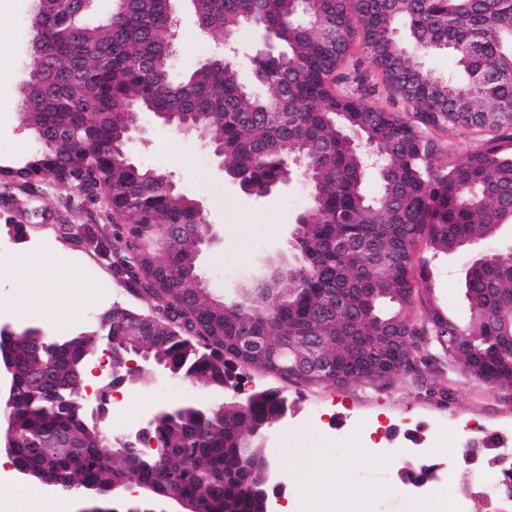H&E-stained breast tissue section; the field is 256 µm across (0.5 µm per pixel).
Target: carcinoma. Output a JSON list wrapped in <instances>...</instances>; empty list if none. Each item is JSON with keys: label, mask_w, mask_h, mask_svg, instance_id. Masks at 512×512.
Wrapping results in <instances>:
<instances>
[{"label": "carcinoma", "mask_w": 512, "mask_h": 512, "mask_svg": "<svg viewBox=\"0 0 512 512\" xmlns=\"http://www.w3.org/2000/svg\"><path fill=\"white\" fill-rule=\"evenodd\" d=\"M171 2L127 0L98 25L79 17L81 38L73 45L53 41L69 0L31 19L59 64L36 71L43 89L24 102L27 128L42 130L49 149L31 155L18 175L48 174V158L69 159L82 144L87 161L76 179L86 188L112 185L106 217L116 223L56 229L110 260L116 281L149 305L159 336L126 338L141 314L115 304L112 325L74 338L73 350L110 342L115 363L143 351L149 363L212 389L229 381L237 365L280 375L236 349L245 331L273 347L321 336L351 384L385 382L440 353L476 382L512 386V341L499 339L512 321V267L469 265L461 282L468 318L460 323L434 300L429 261L417 257L422 246L435 256L477 247L512 224V0H321L314 7L301 0H197L193 9L206 31L231 37L243 24L259 26L279 49L256 45L240 60L205 63L180 80L171 68L177 40ZM333 24L343 36L329 48L323 30ZM356 41L414 119L374 105L368 92H334ZM90 46L107 61L91 56L75 90L65 65ZM438 49L454 52L459 75L440 77L416 61ZM136 110L177 114L206 128L210 148L223 150L224 174L249 195L275 190L284 159L300 158L312 193L298 219L302 250L273 264L277 273L247 284L238 298L198 287L197 200L166 186L161 172L112 154V144L128 150ZM445 128L469 131L479 146L461 161L444 160L427 131ZM369 181L377 186L372 194ZM161 224L173 229L163 254L152 245ZM342 241L367 242L379 255L346 254L338 248ZM338 288L371 319L320 315ZM456 324L466 332L462 346L448 337ZM344 332L411 342L392 340L349 361L336 346ZM16 370L19 397L4 414L20 436L14 466L40 471L65 493L91 488L105 501L134 480L153 487L157 499L179 493L197 512H249L245 488L263 485L254 461L265 458V449L241 455L232 441L256 424L276 422L283 402L277 391L265 390L243 407L234 401L186 407L156 424L151 439L158 448L128 449L115 438L104 441L83 415L61 411L22 353ZM86 371L82 363L64 373L75 400ZM61 433L74 437L76 452L48 455L45 442Z\"/></svg>", "instance_id": "cac0c4a2"}]
</instances>
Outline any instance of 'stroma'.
<instances>
[{
  "label": "stroma",
  "mask_w": 512,
  "mask_h": 512,
  "mask_svg": "<svg viewBox=\"0 0 512 512\" xmlns=\"http://www.w3.org/2000/svg\"><path fill=\"white\" fill-rule=\"evenodd\" d=\"M32 0H0V59L9 62L0 77V161H18L34 153L38 142L22 128L20 82L35 65L28 51V20ZM179 50L176 75L192 70L224 42L220 32L199 30L187 8L179 10ZM145 128L146 139L134 142L135 163L171 174L179 189L201 202L205 220L219 233L218 245L202 248L200 272L214 293H233L238 281L270 265L286 249L285 240L299 216L308 208L303 182L257 198L243 194L217 169L212 153L194 136L163 126L150 113L134 116ZM101 206L89 205L68 191L44 181L32 182L27 191L0 185V242H10L8 227L22 224L26 239L11 244L16 262L0 271V300L9 301L13 289L26 288L44 311L37 318L22 317L23 326H40L46 334L71 335L86 330L91 321L81 311L95 305L104 312L113 304L143 311V304L117 281L107 261L55 230L59 224H99ZM42 246L37 262L25 265L19 255ZM466 255L439 256L431 263L433 294L447 313L465 320L461 269ZM239 380L246 392L279 391L288 413L268 429L265 452L272 465L273 482L283 484L271 493L268 510L280 512L289 500H300L307 512H338L349 491L373 495L374 512H430L428 483L406 480V469L429 467L437 481L457 486L488 476H500L483 444L502 438L500 453L512 452V400L474 383L461 371L436 365L422 374H404L384 384L304 386L242 367ZM203 387L178 378H151L123 385L112 394V410L100 430L120 437L136 429L161 401H180L203 394ZM311 442L314 454L309 477H302L293 449ZM394 448L413 449L409 462L391 456ZM338 466L348 480L326 485L322 471Z\"/></svg>",
  "instance_id": "stroma-1"
}]
</instances>
